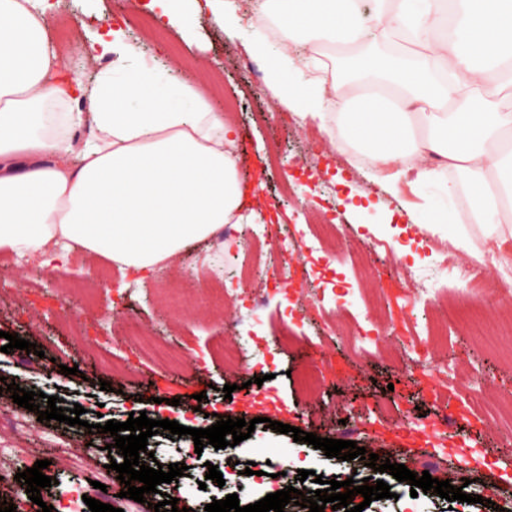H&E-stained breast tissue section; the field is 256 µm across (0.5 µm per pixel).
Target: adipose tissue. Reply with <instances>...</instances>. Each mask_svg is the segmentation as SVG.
I'll return each instance as SVG.
<instances>
[{
  "label": "adipose tissue",
  "mask_w": 512,
  "mask_h": 512,
  "mask_svg": "<svg viewBox=\"0 0 512 512\" xmlns=\"http://www.w3.org/2000/svg\"><path fill=\"white\" fill-rule=\"evenodd\" d=\"M37 0H0V248L65 259L79 249L124 273L152 277L192 243L245 218L248 187L233 152L236 131L195 87L175 95L123 33L100 36L108 69L92 86L72 76L46 37ZM288 16L280 48L267 53L266 88L300 120L325 119L335 98L347 135L393 191L403 176L424 181L439 168L467 177L469 209L411 223L451 245L493 253L512 285V0H277ZM311 45L362 54L341 81L300 83L282 69ZM86 104V113L75 112ZM88 123L86 140L73 137ZM492 225L475 241L467 223Z\"/></svg>",
  "instance_id": "adipose-tissue-1"
}]
</instances>
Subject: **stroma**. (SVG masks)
<instances>
[{
    "instance_id": "obj_1",
    "label": "stroma",
    "mask_w": 512,
    "mask_h": 512,
    "mask_svg": "<svg viewBox=\"0 0 512 512\" xmlns=\"http://www.w3.org/2000/svg\"><path fill=\"white\" fill-rule=\"evenodd\" d=\"M145 0H62L60 12H47V31L73 74L93 85L107 59L90 55L94 35L108 25L124 27L131 42L155 61L162 84L196 86L213 111L236 104L231 121L236 129L234 153L238 172L247 184L258 185L257 217L224 227L226 239L191 245L174 259L165 276L145 283L110 268L104 257L71 252L63 263L41 264L0 249V334L9 332L35 343L41 355L26 351L3 353L0 337V377L20 387L59 396L64 407L81 405L84 425L39 421L37 413L13 401L0 412L26 421L28 430L8 434L16 448L56 445L55 460L46 474L57 479L58 491L87 484L108 464L99 434L88 432L98 420L127 421L138 412L136 393L154 376L189 379L204 375L209 387L203 412L231 410L255 421L250 438L236 449L206 446L194 470L181 477L177 494L189 512H205L214 498L237 494L240 505L259 501L278 481L264 475L239 476L220 486L208 479L209 465L230 459L266 462L279 458L302 469L331 477L339 466L358 478L384 480L393 496L372 501L364 512H406L410 487L389 473H377L363 460L340 462L324 451L267 426L274 418L264 403L242 409L225 399L224 385L262 378L261 393L288 413V423L321 438L357 442L381 448L425 468L429 452L393 440L387 428L391 416L419 428L444 424L449 448L441 472L460 484L458 447L468 449L480 466L466 485L473 503H448L427 492L418 501L421 512H512V352L496 351L498 324L512 317V300L498 299L482 329L441 318L431 305L413 303L407 283L418 279L426 287L450 295H470L468 274L481 272L501 280L491 254L469 257L456 250L440 253L439 239L424 241L409 224L407 205L421 206L426 216L465 210L466 178L444 171L433 182L404 178L394 193L383 192L360 165L355 142L337 126L320 129L316 122L298 126L266 89V68L258 45L277 47L266 22L256 19L250 0H234L238 24L224 26L203 15L191 38L148 20ZM136 21H129V14ZM455 183L448 195L446 183ZM336 235L319 242L323 224ZM229 259V274L217 273ZM196 279H186L185 266ZM262 306H254L255 296ZM166 329L157 332V319ZM140 323L142 344L122 341V321ZM237 348V363L225 364L219 346ZM32 366H24V359ZM80 366L81 374H62V366ZM321 378L316 394L297 383L303 367ZM458 382V407L469 416L448 426L444 405L428 394L425 384L438 370ZM111 391H103L101 382ZM354 418L356 431L339 428ZM92 444L89 465L78 467L66 457L63 444Z\"/></svg>"
}]
</instances>
